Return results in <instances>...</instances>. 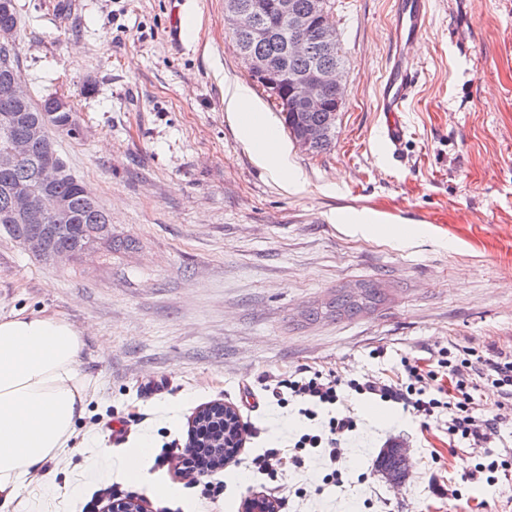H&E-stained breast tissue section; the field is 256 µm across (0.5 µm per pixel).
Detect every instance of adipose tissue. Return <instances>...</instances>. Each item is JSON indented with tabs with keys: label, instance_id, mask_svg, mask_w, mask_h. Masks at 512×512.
<instances>
[{
	"label": "adipose tissue",
	"instance_id": "obj_1",
	"mask_svg": "<svg viewBox=\"0 0 512 512\" xmlns=\"http://www.w3.org/2000/svg\"><path fill=\"white\" fill-rule=\"evenodd\" d=\"M252 148L279 181L297 182L275 126ZM84 348L79 330L66 320L0 316V512H47L68 487L54 486L40 497L27 490L45 465L66 461L77 449L88 480H111L112 450L104 436L76 430L95 390L82 369Z\"/></svg>",
	"mask_w": 512,
	"mask_h": 512
}]
</instances>
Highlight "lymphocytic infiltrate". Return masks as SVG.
Returning a JSON list of instances; mask_svg holds the SVG:
<instances>
[{"label":"lymphocytic infiltrate","instance_id":"f902f5d3","mask_svg":"<svg viewBox=\"0 0 512 512\" xmlns=\"http://www.w3.org/2000/svg\"><path fill=\"white\" fill-rule=\"evenodd\" d=\"M402 366L404 376L396 381L368 379L361 382L353 379L346 384L357 394H369L381 401L402 405L427 422L434 420L437 409H447L449 439L463 441L472 448L485 447L488 430L500 424L498 416L482 415L474 408L473 393L480 383L491 382L500 392L502 405H512L511 354L491 359L478 355L472 347L456 352L446 348L440 350L429 364L423 365L417 359L407 358ZM429 382L434 383L437 395L428 399L422 386ZM340 384L343 383L339 377L318 370L306 374L298 370L279 381L289 398L300 403L301 415L311 420L317 418L319 408L339 402ZM354 426L352 417H329L318 433L303 434L296 441L291 463H303L307 449H324L333 465L326 480L338 482L341 477L339 447L345 433L353 430ZM172 458L177 461L178 475L188 478L191 487L197 488L202 498L216 501L223 497L224 482L217 479L215 468L204 467L200 456L192 454L190 448L177 449L172 455H159L157 463L164 466Z\"/></svg>","mask_w":512,"mask_h":512}]
</instances>
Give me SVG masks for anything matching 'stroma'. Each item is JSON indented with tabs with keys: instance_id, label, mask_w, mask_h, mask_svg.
Returning <instances> with one entry per match:
<instances>
[{
	"instance_id": "stroma-1",
	"label": "stroma",
	"mask_w": 512,
	"mask_h": 512,
	"mask_svg": "<svg viewBox=\"0 0 512 512\" xmlns=\"http://www.w3.org/2000/svg\"><path fill=\"white\" fill-rule=\"evenodd\" d=\"M18 67L34 99L65 97L80 136L56 135L70 172L112 216V248L42 261L0 231V314H40L84 334L82 367L100 390L79 421L113 458L148 438L139 477L116 474L146 512H244L255 494L277 512H512V472L464 481L466 457L444 424L346 392L353 413L340 465L283 464L276 482L251 461L291 449L314 427L273 391L301 365L342 381L396 378L402 357L456 346L512 351V0H427L408 50L412 94L396 156L383 152L382 84L395 54L398 0H335L345 67L336 141L314 154L287 141L297 184L274 180L224 110V82L251 78L224 27V0H15ZM189 17L182 42L175 15ZM372 284L384 301L354 318L309 319L337 290ZM512 448V407L492 384L474 394ZM214 401L247 423L212 503L156 466L185 444ZM405 443L411 470L391 485L376 459ZM174 488L172 499L149 487ZM458 488L461 499L448 491Z\"/></svg>"
}]
</instances>
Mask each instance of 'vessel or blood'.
<instances>
[{"instance_id": "b4317fda", "label": "vessel or blood", "mask_w": 512, "mask_h": 512, "mask_svg": "<svg viewBox=\"0 0 512 512\" xmlns=\"http://www.w3.org/2000/svg\"><path fill=\"white\" fill-rule=\"evenodd\" d=\"M425 5V0H400L395 18L396 55L383 83L380 104L387 117L384 138L392 151L399 149L407 134L400 114L411 95L413 76L405 64V49L422 27Z\"/></svg>"}]
</instances>
